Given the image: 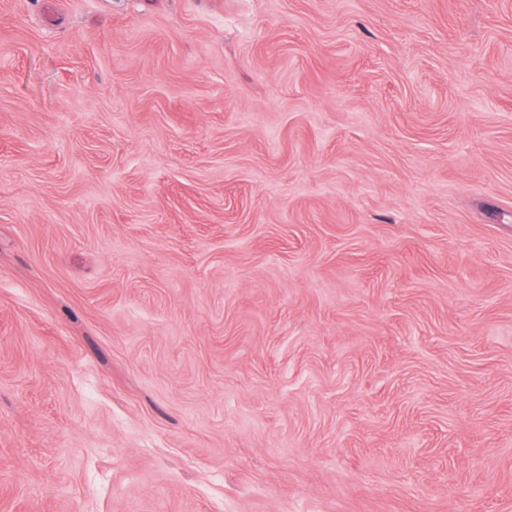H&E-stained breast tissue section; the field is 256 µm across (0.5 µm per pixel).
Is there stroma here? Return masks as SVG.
Wrapping results in <instances>:
<instances>
[{
  "mask_svg": "<svg viewBox=\"0 0 512 512\" xmlns=\"http://www.w3.org/2000/svg\"><path fill=\"white\" fill-rule=\"evenodd\" d=\"M0 512H512V0H0Z\"/></svg>",
  "mask_w": 512,
  "mask_h": 512,
  "instance_id": "1",
  "label": "stroma"
}]
</instances>
